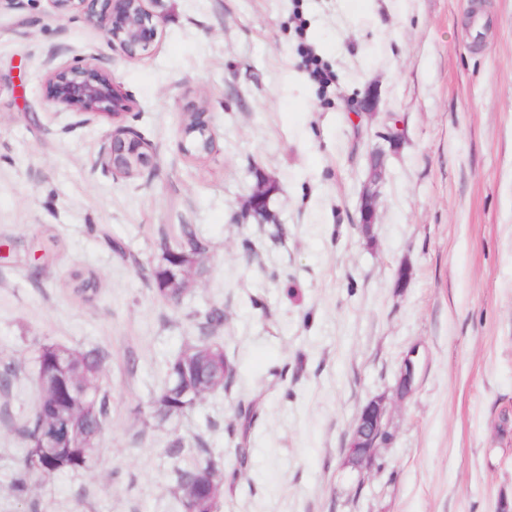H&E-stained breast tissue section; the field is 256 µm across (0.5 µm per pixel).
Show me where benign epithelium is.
Returning <instances> with one entry per match:
<instances>
[{
    "label": "benign epithelium",
    "instance_id": "benign-epithelium-1",
    "mask_svg": "<svg viewBox=\"0 0 512 512\" xmlns=\"http://www.w3.org/2000/svg\"><path fill=\"white\" fill-rule=\"evenodd\" d=\"M49 7L60 18L82 16L97 21L109 44L118 48L129 59L144 56L151 43L158 36V22L147 8V0H47ZM46 82L54 90V102L63 110L84 117L91 122L100 116H110L116 120L126 111L124 98L117 89L111 72L96 64L93 54L76 57L50 65L45 73ZM204 112L195 108L185 113L181 125L182 141L180 150L188 153L187 142L197 132L202 133L208 142V150H213L215 137L207 121H198L197 116ZM149 159L147 167H152L149 144L135 130L118 124L107 134L99 156L100 164L107 172L122 177L133 175L132 166L136 159ZM381 153H372L375 165L370 171L369 185L361 198L358 226L366 230L375 223L376 193L371 187L382 178L383 166L379 162ZM165 265L172 295L181 297L178 289L184 285L186 277V252L164 250ZM416 375V364L406 357L397 384V392L405 395L411 391ZM387 400L379 397L371 400L361 411L356 426L345 448L346 463L361 470L370 464L379 445L385 440ZM70 436L68 420L54 419L52 436L48 442L65 443Z\"/></svg>",
    "mask_w": 512,
    "mask_h": 512
}]
</instances>
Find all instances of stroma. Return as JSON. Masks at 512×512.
I'll use <instances>...</instances> for the list:
<instances>
[{
    "instance_id": "obj_1",
    "label": "stroma",
    "mask_w": 512,
    "mask_h": 512,
    "mask_svg": "<svg viewBox=\"0 0 512 512\" xmlns=\"http://www.w3.org/2000/svg\"><path fill=\"white\" fill-rule=\"evenodd\" d=\"M148 7L159 32L140 59L46 0L0 11V364L17 366L0 389V512H180L164 450L198 435L224 461L219 512H512V0ZM303 42L335 75L326 92ZM88 53L111 71L153 172L105 171L111 119L85 125L52 102L45 60ZM370 92L367 120L355 105ZM201 106L215 149L196 160L180 129ZM375 150L383 178L364 232ZM260 185L266 224L244 214ZM183 224L209 252L173 305L151 273ZM76 269L98 275L92 300L67 288ZM214 308L231 388L164 425L134 415ZM45 340L104 352L111 409L94 469L21 498L19 429ZM380 396L390 436L360 472L344 449ZM379 160L371 169L369 176V186L362 195L359 207L358 226L362 231H365L371 224H374L376 217V193L370 189L375 186L382 178L383 166L381 153L376 151L371 155V165L375 160Z\"/></svg>"
}]
</instances>
